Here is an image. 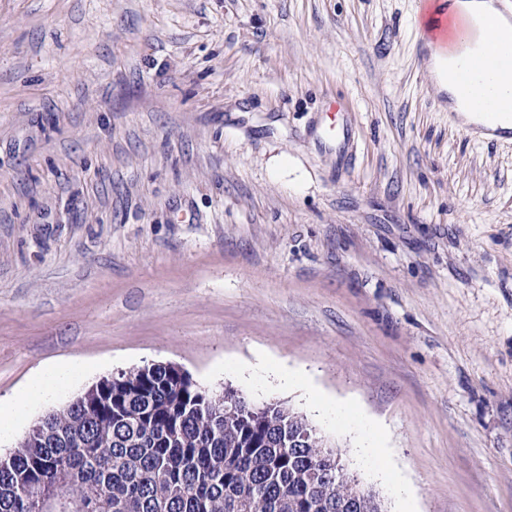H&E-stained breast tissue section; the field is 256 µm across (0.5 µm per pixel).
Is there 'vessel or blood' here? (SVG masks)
Here are the masks:
<instances>
[{"label":"vessel or blood","mask_w":512,"mask_h":512,"mask_svg":"<svg viewBox=\"0 0 512 512\" xmlns=\"http://www.w3.org/2000/svg\"><path fill=\"white\" fill-rule=\"evenodd\" d=\"M447 33V14H429L420 42L421 54L436 51ZM481 57L486 81L476 82L468 67L458 66L452 75L456 95L462 101L477 104L482 113L493 121V137L512 139V127L506 129L496 124L503 110H512V29L499 31ZM314 144L322 153L335 157L338 167L351 165L354 161L357 148L355 128L340 103H330L316 130Z\"/></svg>","instance_id":"1"}]
</instances>
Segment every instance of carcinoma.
Returning <instances> with one entry per match:
<instances>
[{"mask_svg":"<svg viewBox=\"0 0 512 512\" xmlns=\"http://www.w3.org/2000/svg\"><path fill=\"white\" fill-rule=\"evenodd\" d=\"M103 403L77 400L44 416L42 442L26 441L0 461V512H40L42 487L64 474L61 512H384L375 495L359 487L304 417L278 405L258 406L243 393L224 390L239 405L233 416L215 413L212 392L190 374H171L162 363L122 372ZM299 439L282 448L270 436Z\"/></svg>","mask_w":512,"mask_h":512,"instance_id":"obj_1","label":"carcinoma"}]
</instances>
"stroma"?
Segmentation results:
<instances>
[{"mask_svg": "<svg viewBox=\"0 0 512 512\" xmlns=\"http://www.w3.org/2000/svg\"><path fill=\"white\" fill-rule=\"evenodd\" d=\"M419 32L418 0H0V404L73 369L1 455L171 363L306 417L386 512H512V139L449 120ZM314 144L316 148L336 158L340 168L351 165L355 160L357 140L355 128L340 103L333 100L318 126Z\"/></svg>", "mask_w": 512, "mask_h": 512, "instance_id": "stroma-1", "label": "stroma"}]
</instances>
